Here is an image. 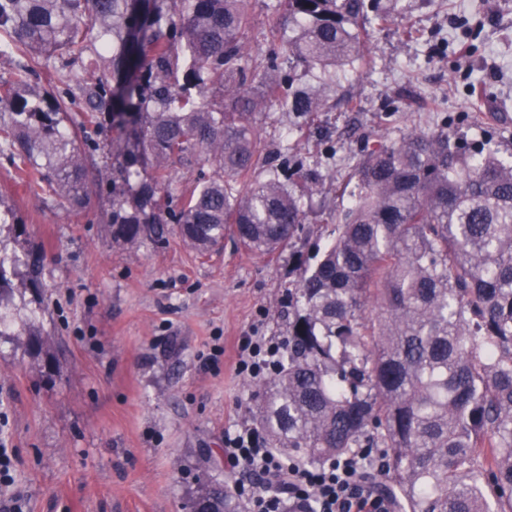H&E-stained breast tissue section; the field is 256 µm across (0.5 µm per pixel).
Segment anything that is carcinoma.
Wrapping results in <instances>:
<instances>
[{"label":"carcinoma","instance_id":"1","mask_svg":"<svg viewBox=\"0 0 512 512\" xmlns=\"http://www.w3.org/2000/svg\"><path fill=\"white\" fill-rule=\"evenodd\" d=\"M245 2L0 0V45L19 57L0 76V152L34 175L33 192L79 212L90 151L109 128L121 180L113 240L158 242L176 224L199 250L227 234L263 254L291 245L304 185L261 156L254 111H321V91L365 62L384 16L374 0H280L268 53L249 66ZM48 66L54 93L35 81ZM200 152L214 173L177 193L173 167ZM353 177L336 240L291 294L256 427L294 464L373 449L388 478L378 489L405 512H512V160L489 144L468 150L443 125L365 140ZM23 264L36 283L38 259L0 257V301ZM191 507L245 512L227 487L201 490Z\"/></svg>","mask_w":512,"mask_h":512}]
</instances>
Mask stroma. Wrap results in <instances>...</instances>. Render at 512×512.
<instances>
[{
    "mask_svg": "<svg viewBox=\"0 0 512 512\" xmlns=\"http://www.w3.org/2000/svg\"><path fill=\"white\" fill-rule=\"evenodd\" d=\"M392 10L371 31L370 67L346 72L301 149L296 118L275 106L253 116L261 148L287 154L284 172L320 175L291 247L269 255L232 239L199 254L175 228L164 241L119 245L106 215L112 176L87 210L28 192L0 152V253L40 250L37 284L13 280L0 301V441L14 481L0 501L25 512H189L208 482L243 474L224 461V435L251 424L257 381L238 373V340L285 342L288 293L356 190L365 140L392 142L447 125L468 141L512 142V0H380ZM354 95L356 112L342 97ZM39 334L41 353L29 350Z\"/></svg>",
    "mask_w": 512,
    "mask_h": 512,
    "instance_id": "35a3bbf8",
    "label": "stroma"
}]
</instances>
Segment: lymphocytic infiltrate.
Masks as SVG:
<instances>
[{"mask_svg":"<svg viewBox=\"0 0 512 512\" xmlns=\"http://www.w3.org/2000/svg\"><path fill=\"white\" fill-rule=\"evenodd\" d=\"M282 344L265 336H245L238 343L239 373L254 378L273 371ZM224 460L258 474L263 482L234 485L249 512H393V502L363 478L366 455L354 454L316 467L284 466L257 428L245 426L224 437Z\"/></svg>","mask_w":512,"mask_h":512,"instance_id":"1","label":"lymphocytic infiltrate"}]
</instances>
